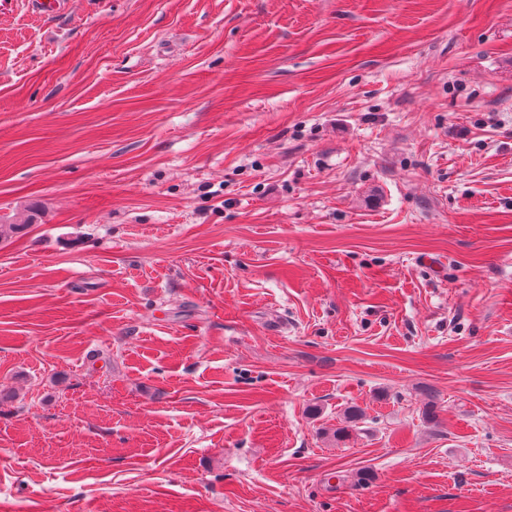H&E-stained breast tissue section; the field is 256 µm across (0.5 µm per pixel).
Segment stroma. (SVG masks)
Instances as JSON below:
<instances>
[{"mask_svg":"<svg viewBox=\"0 0 512 512\" xmlns=\"http://www.w3.org/2000/svg\"><path fill=\"white\" fill-rule=\"evenodd\" d=\"M58 4L0 0V512H512V0Z\"/></svg>","mask_w":512,"mask_h":512,"instance_id":"stroma-1","label":"stroma"}]
</instances>
